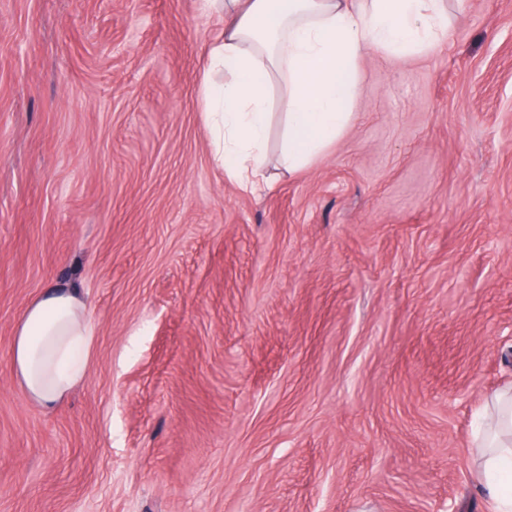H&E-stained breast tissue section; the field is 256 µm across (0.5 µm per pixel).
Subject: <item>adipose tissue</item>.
<instances>
[{
	"label": "adipose tissue",
	"mask_w": 512,
	"mask_h": 512,
	"mask_svg": "<svg viewBox=\"0 0 512 512\" xmlns=\"http://www.w3.org/2000/svg\"><path fill=\"white\" fill-rule=\"evenodd\" d=\"M204 8L224 20L206 45L203 74L214 157L234 159L231 175L246 190L265 179L273 115L285 164L304 169L350 125L364 53L410 57L447 28L444 0H204ZM93 334L77 292L49 284L12 337L25 394L55 408L83 380ZM475 446L485 497L512 512V393L492 399Z\"/></svg>",
	"instance_id": "obj_1"
}]
</instances>
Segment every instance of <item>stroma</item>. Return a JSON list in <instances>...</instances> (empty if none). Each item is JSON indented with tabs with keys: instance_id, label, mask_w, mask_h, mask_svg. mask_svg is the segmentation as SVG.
Returning <instances> with one entry per match:
<instances>
[{
	"instance_id": "35a3bbf8",
	"label": "stroma",
	"mask_w": 512,
	"mask_h": 512,
	"mask_svg": "<svg viewBox=\"0 0 512 512\" xmlns=\"http://www.w3.org/2000/svg\"><path fill=\"white\" fill-rule=\"evenodd\" d=\"M201 0H0V512H492L512 385V0L371 50L346 131L269 185L215 164ZM94 325L26 398L48 283ZM92 336L87 305L77 292L49 284L27 306L12 337V365L25 394L55 408L83 380ZM481 460L479 480L485 497L496 512L512 511L511 474L506 471L512 459V393L502 392L489 403L484 430L475 441Z\"/></svg>"
}]
</instances>
